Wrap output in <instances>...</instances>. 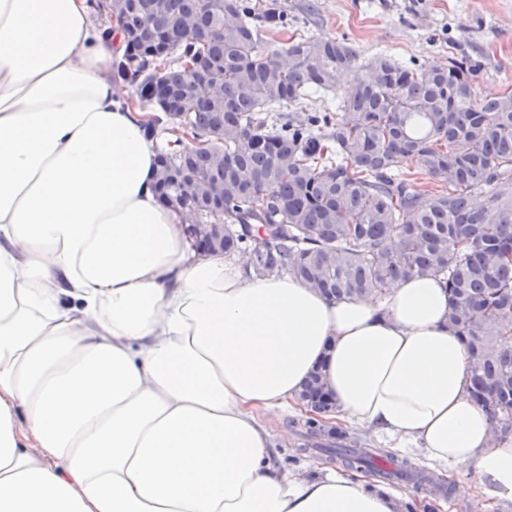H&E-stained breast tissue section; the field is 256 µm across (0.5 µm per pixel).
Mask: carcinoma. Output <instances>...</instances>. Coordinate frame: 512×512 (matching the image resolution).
Returning a JSON list of instances; mask_svg holds the SVG:
<instances>
[{
  "instance_id": "obj_1",
  "label": "carcinoma",
  "mask_w": 512,
  "mask_h": 512,
  "mask_svg": "<svg viewBox=\"0 0 512 512\" xmlns=\"http://www.w3.org/2000/svg\"><path fill=\"white\" fill-rule=\"evenodd\" d=\"M112 17L125 42L112 74L162 112L150 131L167 117L170 130L211 143L157 161L166 202L193 224L224 225L210 250L334 299L441 278L472 360L470 395L493 441L512 435V92L478 98L484 64L466 54L444 68L382 56L364 75L343 37H292L265 52L264 34L288 30L277 0H112ZM340 85L337 100L303 111L307 97ZM301 400V451L328 436L327 460L349 472L380 482L419 470L326 428L319 417L333 405L320 372Z\"/></svg>"
}]
</instances>
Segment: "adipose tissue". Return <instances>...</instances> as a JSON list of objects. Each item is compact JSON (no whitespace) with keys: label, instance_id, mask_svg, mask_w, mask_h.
Segmentation results:
<instances>
[{"label":"adipose tissue","instance_id":"1","mask_svg":"<svg viewBox=\"0 0 512 512\" xmlns=\"http://www.w3.org/2000/svg\"><path fill=\"white\" fill-rule=\"evenodd\" d=\"M86 0H0V512H398L274 463L267 413L321 371L336 418L512 499L433 276L336 301L198 248L156 189L149 112Z\"/></svg>","mask_w":512,"mask_h":512}]
</instances>
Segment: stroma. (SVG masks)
Segmentation results:
<instances>
[{
	"instance_id": "35a3bbf8",
	"label": "stroma",
	"mask_w": 512,
	"mask_h": 512,
	"mask_svg": "<svg viewBox=\"0 0 512 512\" xmlns=\"http://www.w3.org/2000/svg\"><path fill=\"white\" fill-rule=\"evenodd\" d=\"M312 0H279L287 9L290 30L318 37H347L358 63L368 66L377 56L429 66L447 65L450 57L466 52L485 62L475 90L482 97L512 91V0H313L319 10L308 14ZM268 429L276 444V463L314 476L325 467L322 455L300 452L298 428L286 416L271 414ZM449 486V495L418 489L415 482H396L410 500L437 504L438 512H512V500L486 496L474 466L436 475Z\"/></svg>"
}]
</instances>
